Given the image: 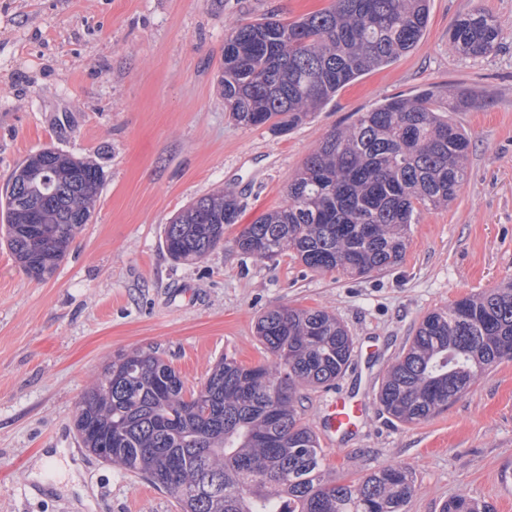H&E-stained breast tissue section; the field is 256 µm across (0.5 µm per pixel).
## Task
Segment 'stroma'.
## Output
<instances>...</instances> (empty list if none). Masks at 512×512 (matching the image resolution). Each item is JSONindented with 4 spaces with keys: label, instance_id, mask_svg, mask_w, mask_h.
Segmentation results:
<instances>
[{
    "label": "stroma",
    "instance_id": "35a3bbf8",
    "mask_svg": "<svg viewBox=\"0 0 512 512\" xmlns=\"http://www.w3.org/2000/svg\"><path fill=\"white\" fill-rule=\"evenodd\" d=\"M331 0H0V195L31 153L52 147L98 164L93 217L54 276L29 280L0 245V512H177L174 499L80 447L81 394L120 353L156 349L199 390L215 360L266 353L257 317L279 305L322 308L354 340L331 387L305 391L319 430L334 389L360 403L356 432L325 447L329 479L409 468L407 512H440L466 494L512 512V361L486 370L447 409L390 421L377 399L388 365L423 317L512 282V0H429L417 46L358 78L297 127L235 124L220 86L224 38L240 23L294 21ZM489 11L503 39L483 58L449 47V28ZM470 138L467 182L448 207L420 211L392 268L320 273L291 253L243 254V225L281 206L288 183L333 128L390 97L423 89ZM466 89L474 106L452 112ZM233 192L238 223L200 261L172 262L164 229L198 197ZM48 459L51 469L38 468ZM54 472L53 495H26Z\"/></svg>",
    "mask_w": 512,
    "mask_h": 512
}]
</instances>
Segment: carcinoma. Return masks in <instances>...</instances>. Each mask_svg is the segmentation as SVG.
I'll list each match as a JSON object with an SVG mask.
<instances>
[{"label": "carcinoma", "mask_w": 512, "mask_h": 512, "mask_svg": "<svg viewBox=\"0 0 512 512\" xmlns=\"http://www.w3.org/2000/svg\"><path fill=\"white\" fill-rule=\"evenodd\" d=\"M428 0H332L299 21L263 18L224 40V110L238 125L287 131L359 77L388 66L420 41ZM502 39L481 8L449 29L451 48L484 57ZM468 135L433 106L432 94L392 97L333 129L288 184L285 202L246 225L245 254L290 251L316 272L360 276L398 264L406 232L423 209L449 205L467 180ZM101 168L54 148L29 156L0 201L3 237L31 280L51 278L92 217ZM240 207L230 193L191 201L165 227L176 263L224 243ZM255 335L270 354L246 366L220 358L201 388L151 350L121 354L80 398L82 447L169 493L180 512H405L412 472L382 466L363 479L326 477L317 435L302 422L301 390L346 371L353 338L321 309L276 306ZM512 360V283L428 313L386 370L379 402L404 424L425 420L470 389L487 367ZM442 512H490L466 495Z\"/></svg>", "instance_id": "carcinoma-1"}]
</instances>
